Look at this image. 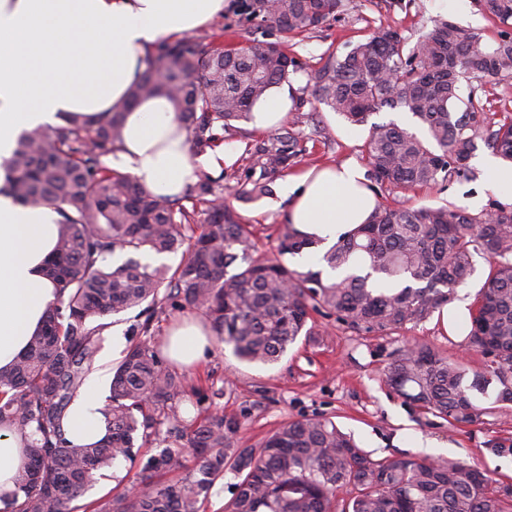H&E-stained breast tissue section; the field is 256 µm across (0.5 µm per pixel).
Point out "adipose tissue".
Segmentation results:
<instances>
[{
	"mask_svg": "<svg viewBox=\"0 0 512 512\" xmlns=\"http://www.w3.org/2000/svg\"><path fill=\"white\" fill-rule=\"evenodd\" d=\"M225 0H0V162L10 158L17 136L55 125L61 114L102 119L121 105L144 69L147 50L207 26ZM291 106V90L273 87L252 112L259 131L277 128ZM119 158L127 172L154 194H179L198 167L220 168L223 148L191 154L172 102L143 99L124 114ZM281 213L307 237L330 245L366 223L376 199L356 160L312 168L283 184ZM61 216L51 206L16 205L0 194V370L10 368L42 324L55 290L46 263L57 245ZM204 321L177 320L167 340L176 365L196 366L216 342ZM122 338L111 335L68 407L62 430L71 446L84 447L106 434L102 411L112 378V359ZM26 462L24 439L0 428V495L13 492Z\"/></svg>",
	"mask_w": 512,
	"mask_h": 512,
	"instance_id": "obj_1",
	"label": "adipose tissue"
}]
</instances>
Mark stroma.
I'll list each match as a JSON object with an SVG mask.
<instances>
[{
    "label": "stroma",
    "instance_id": "obj_1",
    "mask_svg": "<svg viewBox=\"0 0 512 512\" xmlns=\"http://www.w3.org/2000/svg\"><path fill=\"white\" fill-rule=\"evenodd\" d=\"M234 4L235 0H226L223 13L205 27V34L223 31L228 43L268 40L265 29L240 21ZM438 18L484 29L492 40L499 36L498 23L479 10L476 0H341L336 19L289 42V54L304 64L303 70L288 77L294 100L291 112L302 115L307 136V152L299 170L350 158L365 163L369 132L368 127L348 125L314 98L306 66L322 65L331 55L344 57L379 23L394 26L414 42ZM474 104L484 126L496 128L504 118L512 117V79L486 77L476 82ZM322 128L329 129L330 139L319 136ZM479 192L485 197L484 211L512 209V198L488 188L486 176L477 169L445 188L384 185L377 187L376 196L394 207H439L466 205ZM285 205L278 183L272 195L238 203V211L253 226L260 252L275 255L276 228ZM315 322L319 336L298 340L273 365L239 361L230 346L215 344L199 367L183 372L186 393L179 405L181 416L193 419L212 404L238 414L242 427L237 438L245 447L259 445L287 421L329 417L374 458L395 453L422 456L427 446H439L446 448L448 456L475 461L493 478L512 482V454L500 455L489 447L500 436L512 434V405L496 406L482 424L452 432L446 422L426 423L409 404L390 393L382 380L388 353L413 341L430 343L448 357L462 359L470 370H481L482 356L467 350L464 339L449 335L435 317L400 331L370 333L350 329L332 316H316Z\"/></svg>",
    "mask_w": 512,
    "mask_h": 512
}]
</instances>
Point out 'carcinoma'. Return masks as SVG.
<instances>
[{
  "label": "carcinoma",
  "instance_id": "carcinoma-1",
  "mask_svg": "<svg viewBox=\"0 0 512 512\" xmlns=\"http://www.w3.org/2000/svg\"><path fill=\"white\" fill-rule=\"evenodd\" d=\"M503 26L512 0H476ZM340 0H237L238 15L271 30L273 41L232 49L210 36L161 43L128 89L125 104L103 122L65 117L64 124L23 132L3 165L5 188L23 207L54 205L62 215L46 276L56 298L43 329L13 367L0 371V426L28 436L27 462L15 483L23 497L12 512H76L94 474L164 435L139 478L180 471L131 496L120 492L99 512H202L216 481L234 474L224 512H512V484L492 479L464 458L389 455L375 459L326 417L290 420L257 448H242L240 417L208 408L190 424L179 414L185 378L151 346L153 323L168 311H201L241 360L273 364L301 336H317L312 314L326 311L366 332L398 331L427 321L466 284L481 255L490 271L477 295L468 349L484 368L469 372L425 342L388 354L384 378L404 402L452 428L474 426L493 405L512 404V210L494 218L462 206L399 207L377 203L368 224L320 257L321 269L289 268L281 257L311 247L292 224L278 226L277 255L256 254L250 225L224 198V174L196 172L173 198L157 197L134 176L107 166L121 150L123 112L150 96L175 105L193 153L213 147V129L228 134L250 118L267 92L301 68L288 55L291 37L336 16ZM512 75V34L489 41L477 28L437 19L413 46L379 24L341 59L311 74L315 95L348 123L374 111L403 108L419 136L390 121L370 125L367 179L400 188L444 187L471 172L481 138L473 98L461 83ZM512 163V120L485 139ZM249 165L232 186L238 202L272 193L305 148L284 126L246 144ZM186 249L174 269L141 261ZM383 280L395 289L374 287ZM141 308L123 358L112 371L105 409L108 434L77 448L63 437V415L93 368L105 319Z\"/></svg>",
  "mask_w": 512,
  "mask_h": 512
}]
</instances>
